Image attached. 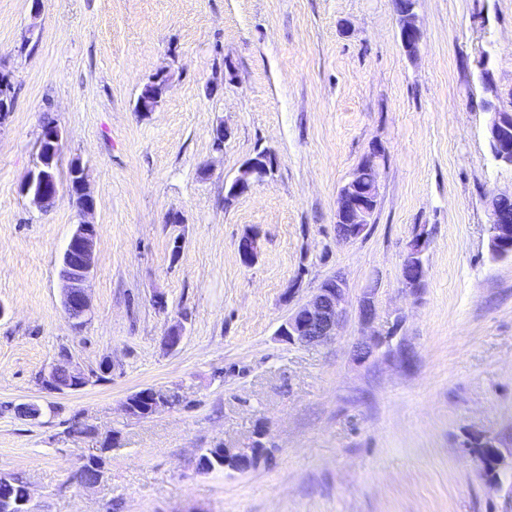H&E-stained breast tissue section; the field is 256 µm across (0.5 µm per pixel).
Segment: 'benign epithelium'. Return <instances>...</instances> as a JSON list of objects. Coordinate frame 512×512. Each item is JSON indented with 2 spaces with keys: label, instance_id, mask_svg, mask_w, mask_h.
<instances>
[{
  "label": "benign epithelium",
  "instance_id": "7a95c632",
  "mask_svg": "<svg viewBox=\"0 0 512 512\" xmlns=\"http://www.w3.org/2000/svg\"><path fill=\"white\" fill-rule=\"evenodd\" d=\"M402 48L411 53L416 50L421 31L417 25L415 12L407 14L399 28ZM14 97L12 81L9 75H0V128L4 127L13 112ZM488 140L493 159L500 165L512 167V112L489 107ZM62 140L61 131L49 130L41 134L39 140L38 162L30 171L27 179L21 184L20 192L29 204L46 211L55 202L59 193L53 162L56 160ZM272 157H267L266 164L259 166L255 160L246 161L239 174L230 184L225 200L229 201L249 191L254 184L263 181L271 173ZM69 188L71 193L82 197L84 205L80 208L83 220L75 225V229L63 251L60 265L67 268L61 276L62 306L72 325L76 329L84 326L91 314L89 297L90 280L96 265L95 241L98 234L97 225L89 220L94 211V199L86 184L84 167L75 163L70 168ZM378 203V184L365 186L358 173L354 172L350 180L340 189L337 197L336 221L347 219L336 233L342 241H354L367 231L371 218ZM490 228L488 247L494 256L512 254V215L501 212L495 205H490ZM428 238L424 236L412 240L404 258L402 267L410 268L412 274L402 276V283L411 293L416 294L423 286L425 278V252ZM259 238L252 231L238 242V253L242 263L252 266L258 255ZM346 284L338 278L324 280L310 295L298 304L279 326L277 335L281 340L302 347H316L326 344L337 335L343 320L346 302ZM373 290H368L360 306L362 322L369 325L375 319ZM388 343L379 336H365L353 349V357L357 361H365L375 356ZM68 374L72 384L68 387L57 383V377ZM82 374L72 366L71 362L61 364L53 361L41 370L42 387L50 392H62L66 389L77 391L84 386ZM173 404L172 398L162 389L146 387L131 396L124 408L131 417H150L165 407ZM489 451L478 455L482 470H507L506 461L497 445L487 444ZM266 448L256 441L249 448L224 447V462L244 460L249 467H254L265 455Z\"/></svg>",
  "mask_w": 512,
  "mask_h": 512
}]
</instances>
